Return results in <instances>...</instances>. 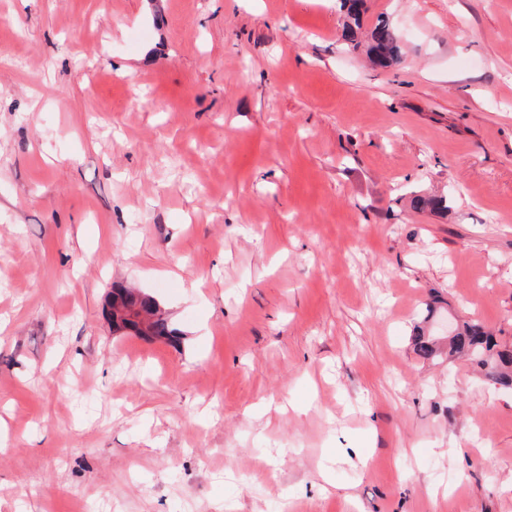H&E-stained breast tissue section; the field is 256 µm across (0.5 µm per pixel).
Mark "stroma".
I'll return each mask as SVG.
<instances>
[{
	"label": "stroma",
	"mask_w": 512,
	"mask_h": 512,
	"mask_svg": "<svg viewBox=\"0 0 512 512\" xmlns=\"http://www.w3.org/2000/svg\"><path fill=\"white\" fill-rule=\"evenodd\" d=\"M364 7L0 0V512H512V0ZM372 43L368 54L381 67H388L399 60L400 35L397 29L387 22L379 23L371 34ZM133 291L138 290L123 287L113 288L112 297L114 296V292H116L122 296L125 304L146 310V313L152 315L153 317L152 328L157 336L165 337L170 341L177 340L180 336V333L173 326L171 319L169 317L167 318L165 312L161 309L157 300L145 292L141 291L139 294H133ZM130 315L131 319L138 324V328L144 336H150L154 340L162 339L158 338L154 334L152 328L138 312L136 314H131L120 304L118 300H115L113 303L112 300L110 301L108 321L111 325L112 322L114 323V331H126L127 329L125 328L123 320L130 319ZM445 355L448 362L455 357H467L489 381L503 388H512V350L500 348L494 336L477 322L460 324L457 336L448 339V353Z\"/></svg>",
	"instance_id": "obj_1"
}]
</instances>
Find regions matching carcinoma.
Wrapping results in <instances>:
<instances>
[{"label": "carcinoma", "mask_w": 512, "mask_h": 512, "mask_svg": "<svg viewBox=\"0 0 512 512\" xmlns=\"http://www.w3.org/2000/svg\"><path fill=\"white\" fill-rule=\"evenodd\" d=\"M371 40L368 54L379 66L388 67L399 60L400 35L395 27L387 22L378 24L372 31ZM114 292L122 296L125 304L136 306L152 315V328L156 335L170 341L179 338L180 333L154 297L144 292L135 294L131 288H116ZM413 346L415 353L422 359L433 360L441 356L433 337L422 328L417 329ZM459 356L468 358L489 381L503 388H512V350L500 348L494 336L479 323H461L457 336L448 339L446 357L451 361Z\"/></svg>", "instance_id": "cac0c4a2"}]
</instances>
